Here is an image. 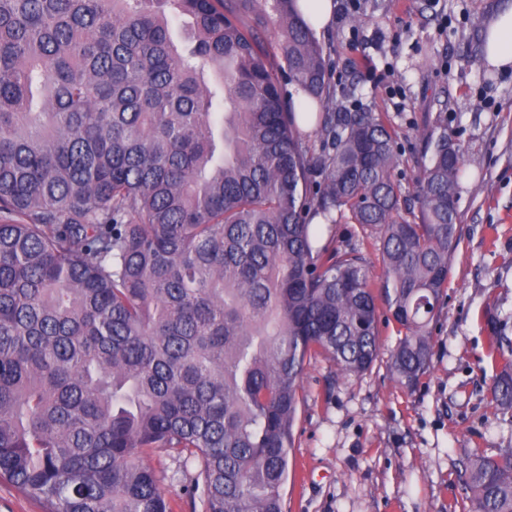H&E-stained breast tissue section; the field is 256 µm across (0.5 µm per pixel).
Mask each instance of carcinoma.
I'll use <instances>...</instances> for the list:
<instances>
[{"instance_id": "1", "label": "carcinoma", "mask_w": 512, "mask_h": 512, "mask_svg": "<svg viewBox=\"0 0 512 512\" xmlns=\"http://www.w3.org/2000/svg\"><path fill=\"white\" fill-rule=\"evenodd\" d=\"M295 4L0 0V481L44 512H170L158 450L195 469L191 512H283L308 355L368 370L380 299L393 376L428 369L459 244L447 103L405 209L395 130L329 111ZM317 218L380 234V295ZM489 355L512 410L505 326ZM466 472L470 512H512V448Z\"/></svg>"}]
</instances>
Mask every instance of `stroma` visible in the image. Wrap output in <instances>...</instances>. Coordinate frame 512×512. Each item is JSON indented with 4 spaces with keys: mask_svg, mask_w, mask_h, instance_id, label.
Returning a JSON list of instances; mask_svg holds the SVG:
<instances>
[{
    "mask_svg": "<svg viewBox=\"0 0 512 512\" xmlns=\"http://www.w3.org/2000/svg\"><path fill=\"white\" fill-rule=\"evenodd\" d=\"M511 1L336 0V21L318 39L336 111L360 105L395 129L405 205L415 203L422 134L447 107L464 169L461 240L414 388L390 371L400 339L391 321L365 372H341L324 353L307 360L285 512H466V464L512 448V411L490 399L487 355L490 319L512 327V69L490 67L483 52L489 20ZM312 231L315 246L358 249L381 278L374 234L345 223ZM150 464L172 512H189L193 469L162 451Z\"/></svg>",
    "mask_w": 512,
    "mask_h": 512,
    "instance_id": "obj_1",
    "label": "stroma"
}]
</instances>
